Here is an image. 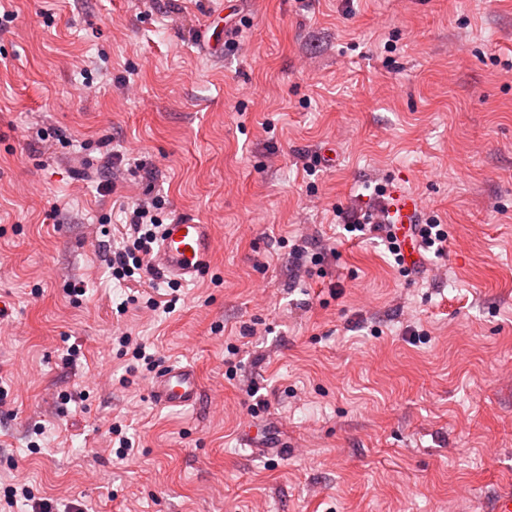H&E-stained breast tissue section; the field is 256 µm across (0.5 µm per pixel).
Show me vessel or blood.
<instances>
[{
  "label": "vessel or blood",
  "instance_id": "b4317fda",
  "mask_svg": "<svg viewBox=\"0 0 512 512\" xmlns=\"http://www.w3.org/2000/svg\"><path fill=\"white\" fill-rule=\"evenodd\" d=\"M423 210L422 199L414 194L396 192L388 213L398 227L418 223ZM214 251L211 225L177 218L166 224L162 240L153 260L154 267L164 276L184 284L199 281L210 267ZM202 383L197 371L188 365L168 364L149 384V393L161 407L183 410L194 407L200 399ZM241 446L254 449L257 454L271 455V447L263 431L243 428L238 436Z\"/></svg>",
  "mask_w": 512,
  "mask_h": 512
}]
</instances>
